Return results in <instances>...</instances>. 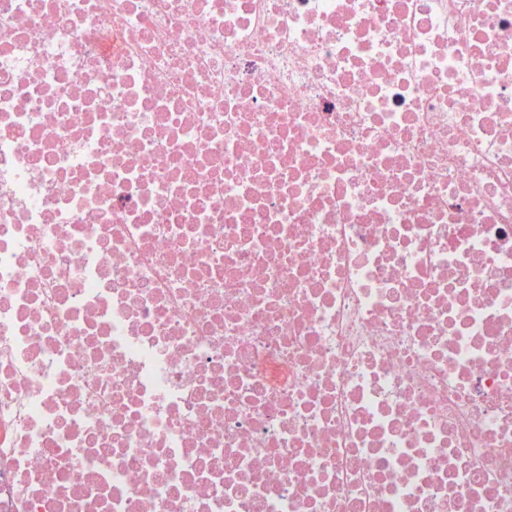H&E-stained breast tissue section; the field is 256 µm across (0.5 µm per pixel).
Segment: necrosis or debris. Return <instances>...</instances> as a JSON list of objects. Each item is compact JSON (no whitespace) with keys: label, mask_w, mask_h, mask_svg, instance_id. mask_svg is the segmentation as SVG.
<instances>
[{"label":"necrosis or debris","mask_w":512,"mask_h":512,"mask_svg":"<svg viewBox=\"0 0 512 512\" xmlns=\"http://www.w3.org/2000/svg\"><path fill=\"white\" fill-rule=\"evenodd\" d=\"M0 512H512V0H0Z\"/></svg>","instance_id":"obj_1"}]
</instances>
